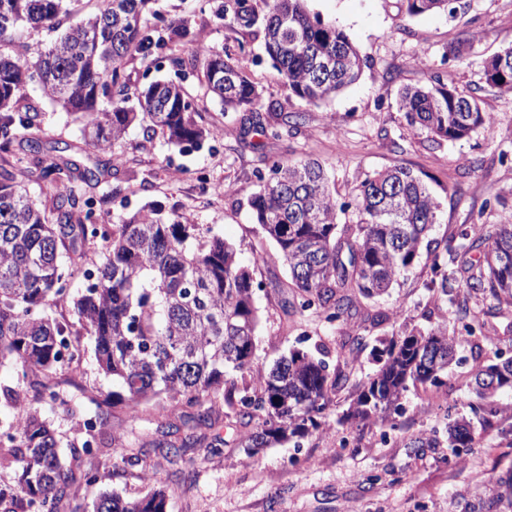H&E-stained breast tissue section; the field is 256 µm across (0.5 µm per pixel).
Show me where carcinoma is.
I'll use <instances>...</instances> for the list:
<instances>
[{
    "instance_id": "cac0c4a2",
    "label": "carcinoma",
    "mask_w": 512,
    "mask_h": 512,
    "mask_svg": "<svg viewBox=\"0 0 512 512\" xmlns=\"http://www.w3.org/2000/svg\"><path fill=\"white\" fill-rule=\"evenodd\" d=\"M73 0H0V153L17 154L23 167L0 164V365L9 362L18 380L29 382L33 401L12 392L23 425L3 428L0 464L14 466L18 486L0 488V505L19 498L22 512H60L63 496L78 481L94 484L100 448L83 436L67 453L42 418L41 408L58 398L55 376L62 367V346L71 326L48 317L47 298L69 294L73 271L86 259L90 240L108 242L105 261L92 284L74 302L79 328L94 343L101 370L119 390L112 405L138 411L150 402L161 410L180 407L208 423L220 408L225 417L251 427L247 448L300 442L321 426L333 406V394L346 376L329 374L314 353L293 349L255 384L238 381L251 368L258 325L254 270L240 263L236 248L214 235L200 241L198 227L163 214L158 208L112 225L108 232L94 224V201L76 191L102 181L106 165H84L55 154L39 135V109L27 96L34 86L41 96L61 106L79 124L81 153L107 152L128 128L140 122L143 135L162 134L178 148L199 146L214 131L201 126L203 109L185 88L186 67L202 60L208 93L224 110L246 114L250 127L280 139L304 121L300 112L281 113L261 104V91L243 67L219 49L202 56L171 59L176 78L131 89L121 75L125 61L180 41L182 22L172 21L158 35L146 29L151 0H101L103 6L80 22L61 27ZM306 0H264L256 13L253 0H225L219 13L227 25L261 24L265 50L288 80L291 94L309 103L325 102L354 83L364 60L336 25L310 14ZM460 0H406L407 13L435 10L453 13ZM47 29L56 37L28 55L25 28ZM474 34L448 46L446 55L462 58ZM487 88L512 92V48L485 61ZM399 110L411 126L439 139L468 138L490 125L482 99L460 88L453 78L430 85H406ZM260 189L250 200L257 223L275 243L288 268L289 287L299 295V312H312L333 324L352 317L355 299L380 297L414 269L422 242L436 223L438 202L421 177L406 167L370 174L354 197L356 221L337 223L349 207L340 203L317 160L272 164L270 174L257 175ZM35 183L50 191V205L39 206L28 193ZM449 241L431 259V290L448 294V257L479 250V262L466 288L497 301L512 300V224L488 228L474 224ZM376 314L369 325L348 336L352 344L362 332L380 326ZM458 336L439 325L413 328L373 347L380 368L353 385L355 394L343 419L385 420L400 409L409 384L438 387L456 358ZM478 404L474 415L484 421L499 409L488 397L512 391V357L480 364L475 375ZM261 416L252 425L255 416ZM448 447L456 462L475 453L471 422H448ZM152 490L129 501L103 492L91 512H166L163 480L149 478Z\"/></svg>"
}]
</instances>
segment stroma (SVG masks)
Instances as JSON below:
<instances>
[{
  "label": "stroma",
  "mask_w": 512,
  "mask_h": 512,
  "mask_svg": "<svg viewBox=\"0 0 512 512\" xmlns=\"http://www.w3.org/2000/svg\"><path fill=\"white\" fill-rule=\"evenodd\" d=\"M224 0H158L164 18L183 20L188 35L173 49L135 56L124 66L131 86L143 87L173 77L170 54L189 56L204 45L226 51L262 92L263 104L283 112H300L305 122L278 140L245 130L236 112L206 98L200 72L190 73L188 91L203 98L202 122L218 129L217 137L198 147L175 148L162 136L145 139L130 126L112 147L123 164L113 167L96 188H84L99 222L112 225L152 207L180 216L201 232L221 234L233 244L244 264L255 267L262 286L255 293L259 314L256 350L248 381L257 380L291 349L325 347L330 371L348 375L351 384L372 373L368 351L348 342L363 317L376 312L390 320L366 335L367 342L388 338L407 328L428 330L448 317L451 299L466 301L487 337L481 348L462 343L460 361L452 365L440 387H410L401 413L387 421H342L352 389L337 392L323 426L301 447L245 448L241 432L225 419L195 428L198 444L170 459L156 448L158 419L181 424V410L154 406L129 412L110 409L102 429L104 453L98 460L97 483L77 484L62 501V512L114 491L136 499L150 491L152 471L162 472L167 512H512V393L500 395L501 410L492 425L476 427L478 451L468 464H455L447 444L418 446L419 438L444 434L449 416L470 415L476 397L469 388L477 363L496 353L512 357V304L467 292L465 281L478 252L460 254L449 267L447 295L429 290V254L380 300L358 299L348 322L329 324L317 316L283 312L292 298L288 271L276 248L256 223L250 199L259 189L257 168L272 161L305 157L320 160L336 187L339 201L352 202L366 175L403 166L423 177L440 207L431 235L443 247L473 224H512V93L484 90L485 60L512 47V0H461L456 12L409 15L404 0H307L310 13L343 30L366 61L360 79L333 99L314 105L293 97L285 76L265 53L259 27L230 28L217 16ZM476 39L464 60L445 51L462 32ZM454 78L457 85L479 90L492 126L471 137L448 142L427 130L409 126L398 107V91L435 78ZM41 129L56 148L78 145L79 127L60 106L38 98ZM478 162L465 173L468 162ZM266 260L254 264L257 254ZM82 356L75 368L58 371L59 397L46 416L61 444L75 439L79 424L95 407L89 396L108 399L114 385L99 368L88 338H81ZM221 438L220 454L207 446ZM133 451L135 464L124 462Z\"/></svg>",
  "instance_id": "stroma-1"
}]
</instances>
